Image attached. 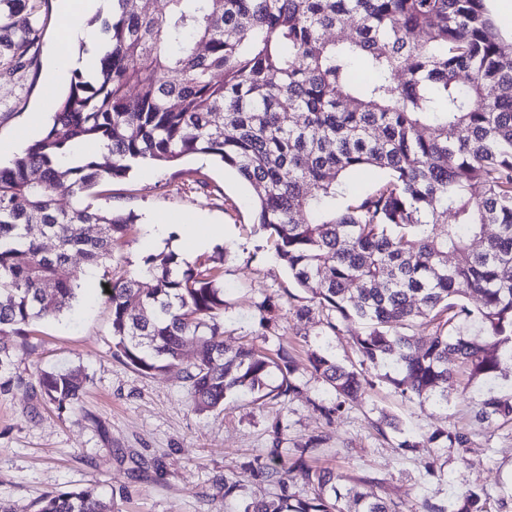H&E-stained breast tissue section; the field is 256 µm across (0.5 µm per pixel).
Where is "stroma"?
<instances>
[{
    "label": "stroma",
    "mask_w": 512,
    "mask_h": 512,
    "mask_svg": "<svg viewBox=\"0 0 512 512\" xmlns=\"http://www.w3.org/2000/svg\"><path fill=\"white\" fill-rule=\"evenodd\" d=\"M59 9V0H44L40 8L36 63L0 78V145L33 141L48 121L52 91L45 72ZM78 202L133 215L134 222L106 270L95 272L94 290L72 311L40 321L27 355L11 371L25 379L35 365L74 371L86 379L80 406L61 412L25 387H0V501L13 512H34L44 494L86 487L113 500L119 512H236L239 501L267 497L271 489L246 477L238 500L228 502L224 476L268 447L276 418L287 427L285 447L322 436L312 454L314 466L335 469L346 487L374 479V493L400 512H421L427 498L449 503L474 488L506 499L504 512H512V428L474 420L486 384L455 375L448 407L441 410L433 402L399 396L389 382L395 374L390 365H368L370 385L358 402L331 423L314 411V403L330 402L333 392L311 375L308 352L325 349L339 363L359 364L354 339L364 326L344 321L331 335L321 310L298 318L297 308L309 305L311 295L295 285L258 231L252 191L234 170L204 155L176 166L145 164ZM78 202L65 194L58 198L64 209ZM156 221L168 224L170 238L187 248L190 225H223V239L190 262L211 268L224 288V341L232 349L246 342L287 349L297 363L302 398L263 403L241 394L226 399L223 411L200 413L178 369L148 374L114 357L103 287L110 277L137 273L144 256L158 254L147 230ZM268 297L277 318L269 335L259 325V305ZM385 416L396 419L399 429L382 427ZM454 429L468 432L470 441L463 448L439 449L447 461L443 475L426 476L420 456L401 447L404 440L423 441L434 431Z\"/></svg>",
    "instance_id": "obj_1"
}]
</instances>
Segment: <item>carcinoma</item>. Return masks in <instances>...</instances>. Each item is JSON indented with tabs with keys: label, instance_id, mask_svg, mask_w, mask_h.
<instances>
[{
	"label": "carcinoma",
	"instance_id": "carcinoma-1",
	"mask_svg": "<svg viewBox=\"0 0 512 512\" xmlns=\"http://www.w3.org/2000/svg\"><path fill=\"white\" fill-rule=\"evenodd\" d=\"M100 19L109 48L73 72L40 138L0 168V375L26 349L28 327L70 309L93 271L112 260L131 216L76 207L95 186L144 163L203 154L248 183L255 218L298 286L327 311L328 333L355 317L361 364L391 362L396 391L448 407L456 369L492 380L512 356V58L486 0H111ZM38 0H0V69L37 57ZM336 30V38L326 32ZM420 39H414V34ZM373 73L363 82L356 62ZM136 93H131V89ZM95 141L99 156L81 159ZM383 180L347 197V178ZM496 232H489V227ZM57 241L52 252L41 240ZM83 266H72L73 255ZM108 284L114 355L145 373L177 367L199 412L226 398L290 399L301 385L288 352L224 343V288L170 253ZM476 295L480 305L466 299ZM435 325L425 345L403 333ZM194 343L192 360L184 348ZM309 365L334 392L315 405L331 421L371 382L325 349ZM34 393L76 408L84 384L69 371L39 370ZM481 424L512 425V397L489 391ZM271 446L241 464L269 486L242 512H397L367 489L343 488L309 454L320 437ZM468 434L436 431L429 444L462 448ZM312 495L291 491L294 479ZM37 512H112L89 488L48 493ZM422 512H491L484 490Z\"/></svg>",
	"mask_w": 512,
	"mask_h": 512
}]
</instances>
